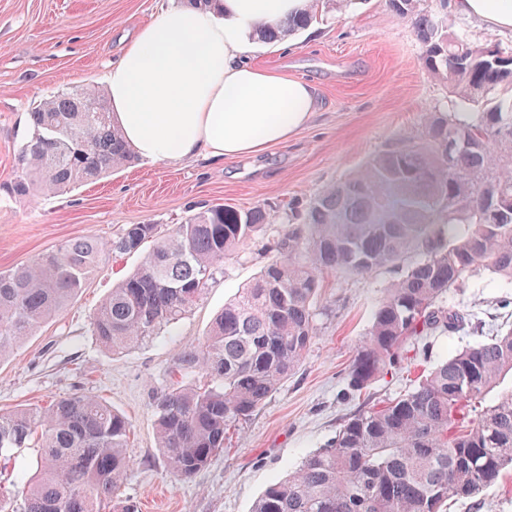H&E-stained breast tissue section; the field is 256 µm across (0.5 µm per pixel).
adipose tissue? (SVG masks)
<instances>
[{
  "mask_svg": "<svg viewBox=\"0 0 512 512\" xmlns=\"http://www.w3.org/2000/svg\"><path fill=\"white\" fill-rule=\"evenodd\" d=\"M305 0H219L162 11L137 28L105 76L112 119L138 157L179 163L199 154L256 156L309 124V81L250 60L258 24H279ZM457 12L512 30V0H455Z\"/></svg>",
  "mask_w": 512,
  "mask_h": 512,
  "instance_id": "adipose-tissue-1",
  "label": "adipose tissue"
}]
</instances>
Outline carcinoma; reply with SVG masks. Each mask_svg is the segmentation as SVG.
Returning <instances> with one entry per match:
<instances>
[{"label":"carcinoma","instance_id":"obj_1","mask_svg":"<svg viewBox=\"0 0 512 512\" xmlns=\"http://www.w3.org/2000/svg\"><path fill=\"white\" fill-rule=\"evenodd\" d=\"M317 0L284 25L261 24L269 42L310 26ZM412 21L427 71L452 86L463 111L430 112L422 137L373 156L311 201L303 227L288 226L259 275L224 304L175 371L202 384L156 393L158 448L174 475L189 479L224 450L227 430L246 420L299 366L314 334L324 272L402 270L376 308L348 386L361 390L396 366L417 336L448 329L457 314L448 291L487 270L512 283V97L481 112L464 108L512 87V51L458 38L420 0H389ZM108 93L74 86L29 112L30 138L13 190L54 194L131 162L134 153L110 112ZM466 143L447 157L448 140ZM263 207L215 204L164 233L130 224L105 247L71 240L34 262L0 272V357L57 316L94 274L105 250L142 254L91 318L106 349L120 353L153 339L199 301L209 278L269 223ZM512 330L447 358L402 396L360 410L336 437L270 484L252 512H448L512 471ZM128 419L94 396L0 412V454L38 445L36 471L14 489L16 512H137L122 497L129 467Z\"/></svg>","mask_w":512,"mask_h":512}]
</instances>
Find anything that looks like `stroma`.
Wrapping results in <instances>:
<instances>
[{"label": "stroma", "mask_w": 512, "mask_h": 512, "mask_svg": "<svg viewBox=\"0 0 512 512\" xmlns=\"http://www.w3.org/2000/svg\"><path fill=\"white\" fill-rule=\"evenodd\" d=\"M180 0H0V271L31 263L82 237L109 243L130 224L168 230L201 207H272L269 224L224 261L202 298L152 341L122 354L93 336L91 317L139 262L105 254L86 288L58 316L0 359V409L96 396L132 424L122 487L138 512H251L264 489L324 447L351 415L411 390L423 369L486 341L512 324V288L487 271L448 294L464 314L456 329L407 346L401 364L359 393L347 373L366 340L373 311L401 270L331 272L316 299V329L296 371L246 423L232 428L223 452L191 479L171 474L157 448L151 404L179 381L178 352L198 343L213 317L256 276L288 227L319 192L342 182L373 155L419 135L428 112H451L448 82L432 78L409 20L388 0H320L311 25L287 43L257 48L256 61L313 82L320 107L308 126L258 157L179 164L135 163L52 195L14 194L28 114L40 100L73 86L103 87L112 60L134 30ZM468 41L512 48V33L456 12L452 0H424Z\"/></svg>", "instance_id": "35a3bbf8"}]
</instances>
